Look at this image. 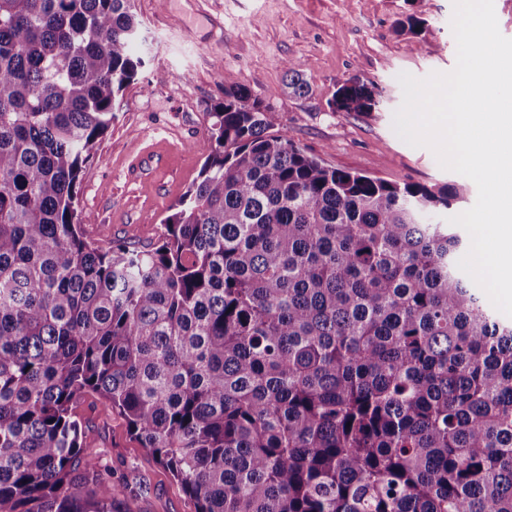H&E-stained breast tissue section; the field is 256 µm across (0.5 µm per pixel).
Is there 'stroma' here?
<instances>
[{
    "instance_id": "35a3bbf8",
    "label": "stroma",
    "mask_w": 512,
    "mask_h": 512,
    "mask_svg": "<svg viewBox=\"0 0 512 512\" xmlns=\"http://www.w3.org/2000/svg\"><path fill=\"white\" fill-rule=\"evenodd\" d=\"M150 61L124 92L97 159L80 182V221L101 247L115 240L156 244L171 206L204 161L211 106L224 99L231 73L256 95L269 96L277 129L332 169L397 184L455 185L461 196L439 222L476 202L475 183L441 168L433 152L413 147L393 129L401 106V73L424 78L456 65L452 0H136ZM424 19L419 35L399 32L408 14ZM288 60L300 61L309 95L285 88ZM373 88V112H335L343 84ZM86 448L113 481L142 483L123 512H196L194 499L163 463L143 448L126 419L99 396L75 404Z\"/></svg>"
}]
</instances>
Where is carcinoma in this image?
Segmentation results:
<instances>
[{"label":"carcinoma","mask_w":512,"mask_h":512,"mask_svg":"<svg viewBox=\"0 0 512 512\" xmlns=\"http://www.w3.org/2000/svg\"><path fill=\"white\" fill-rule=\"evenodd\" d=\"M135 0H0V512L71 491L95 393L197 512H512V323L428 215L454 186L331 169L233 74L165 232L103 250L80 175L146 65ZM286 86L310 92L302 63ZM377 93L340 86L336 112Z\"/></svg>","instance_id":"carcinoma-1"}]
</instances>
